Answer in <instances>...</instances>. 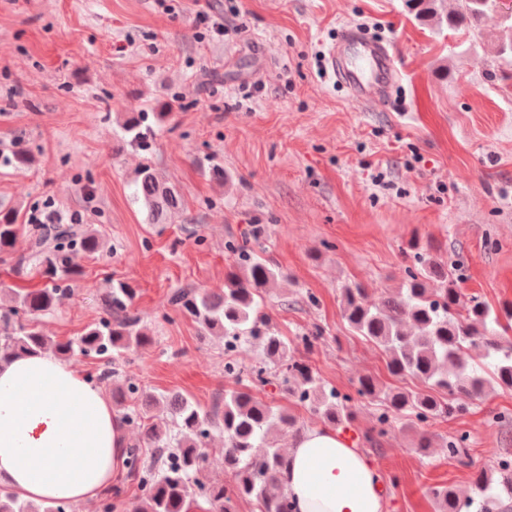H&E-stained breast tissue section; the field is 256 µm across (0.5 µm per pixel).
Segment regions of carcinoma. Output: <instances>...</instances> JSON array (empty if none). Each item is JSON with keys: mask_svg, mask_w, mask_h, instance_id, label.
<instances>
[{"mask_svg": "<svg viewBox=\"0 0 512 512\" xmlns=\"http://www.w3.org/2000/svg\"><path fill=\"white\" fill-rule=\"evenodd\" d=\"M408 2L419 16L432 17L450 30L464 27L480 35L484 25L493 24L495 53L512 62V15H496L497 0H461L453 14L439 12V0ZM138 197L153 221L181 205L175 190L148 165L139 173ZM17 221V211L0 209V253L13 248L21 230ZM54 239L53 248L38 257V262L56 276L53 286L16 294L13 303L0 305V362L46 351L62 359L97 356L107 364L99 379L107 381L113 377L108 364L114 358L152 345L153 338L129 311L132 291L125 285L108 292L104 316L81 336L60 340L44 335L37 325L38 316L51 311L68 283L80 274L75 250L94 255L103 247L101 235L92 228L76 234L59 229ZM409 249L412 265L407 267L404 281L380 302H371L360 284L342 288L343 317L349 326L384 352L391 375L411 376L423 384V389L410 391L385 388L372 376L359 378L356 393L383 402L384 411L377 418L380 435L393 419L405 417L424 424L462 413L471 401L484 396L492 382L512 389V346L504 347L496 340L512 331V308L497 313L477 297L461 304L448 264L417 242ZM231 251L235 262L226 276L224 292L183 288L172 295L171 304L201 331L224 336L225 375L236 380L242 377L243 370L230 353L235 346L247 343L262 348L274 372L265 366L254 368L250 384L224 393V404L209 413L180 395L158 396L131 383L112 389V402L122 412L121 423L138 434L126 460L127 477L141 492L136 512H189L199 501L214 512H231L234 501L246 498L257 503L259 512H296L278 485L279 475L288 464L287 454L271 435L297 430V417L255 393L257 387L269 383L271 374L300 402L309 404L324 424L336 426L353 417L351 397L326 390L310 366L296 358L297 345L288 343L261 314L262 291L283 278L280 268L260 251L241 246H233ZM21 313L27 315L24 323ZM409 321L419 334L408 331ZM472 350L482 351L481 361L469 360ZM213 429L224 437V471L230 475L227 484L205 477L203 448ZM146 446L165 458L164 468L157 474L147 473L142 465L140 449ZM258 448L262 449L259 454ZM502 477L496 484L488 475H478V500L462 497L448 487L431 490L437 512H489L493 500L504 494L512 497V473L504 472ZM72 510L68 502L37 504L0 486V512Z\"/></svg>", "mask_w": 512, "mask_h": 512, "instance_id": "1", "label": "carcinoma"}]
</instances>
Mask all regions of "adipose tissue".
I'll return each instance as SVG.
<instances>
[{
  "label": "adipose tissue",
  "mask_w": 512,
  "mask_h": 512,
  "mask_svg": "<svg viewBox=\"0 0 512 512\" xmlns=\"http://www.w3.org/2000/svg\"><path fill=\"white\" fill-rule=\"evenodd\" d=\"M127 436L102 390L52 353L0 363V483L32 501H94L125 466ZM280 484L297 512H383V479L336 430L288 451Z\"/></svg>",
  "instance_id": "adipose-tissue-1"
}]
</instances>
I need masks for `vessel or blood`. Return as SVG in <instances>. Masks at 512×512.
Wrapping results in <instances>:
<instances>
[{
	"label": "vessel or blood",
	"instance_id": "vessel-or-blood-1",
	"mask_svg": "<svg viewBox=\"0 0 512 512\" xmlns=\"http://www.w3.org/2000/svg\"><path fill=\"white\" fill-rule=\"evenodd\" d=\"M325 68L354 101L362 103L386 102L400 78L391 45L353 24L341 26L325 55Z\"/></svg>",
	"mask_w": 512,
	"mask_h": 512
}]
</instances>
